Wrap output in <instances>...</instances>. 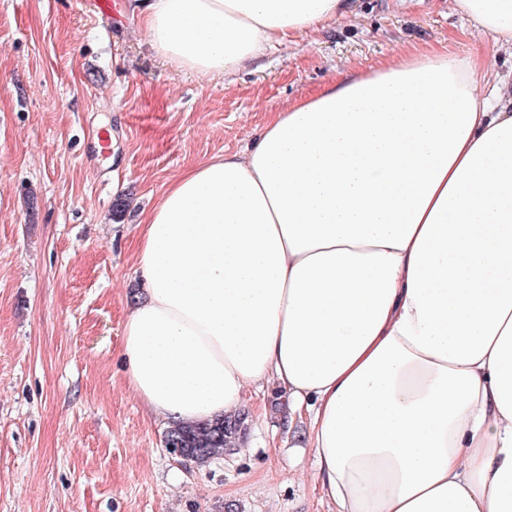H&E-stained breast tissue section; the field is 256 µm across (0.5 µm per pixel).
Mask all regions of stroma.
I'll return each mask as SVG.
<instances>
[{
  "label": "stroma",
  "instance_id": "1",
  "mask_svg": "<svg viewBox=\"0 0 512 512\" xmlns=\"http://www.w3.org/2000/svg\"><path fill=\"white\" fill-rule=\"evenodd\" d=\"M112 12L0 0V512H331L304 425L278 429L271 394L252 391L235 453L198 465L166 450L122 354L141 224L178 176L331 81L442 48L507 78L512 49L450 0H359L207 77L151 50L133 0Z\"/></svg>",
  "mask_w": 512,
  "mask_h": 512
}]
</instances>
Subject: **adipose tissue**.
Wrapping results in <instances>:
<instances>
[{
  "label": "adipose tissue",
  "mask_w": 512,
  "mask_h": 512,
  "mask_svg": "<svg viewBox=\"0 0 512 512\" xmlns=\"http://www.w3.org/2000/svg\"><path fill=\"white\" fill-rule=\"evenodd\" d=\"M512 47V0H452ZM176 69L231 75L356 0H137ZM482 60L408 54L273 113L178 177L123 333L154 418L249 388L307 418L334 512H512V108Z\"/></svg>",
  "instance_id": "obj_1"
}]
</instances>
